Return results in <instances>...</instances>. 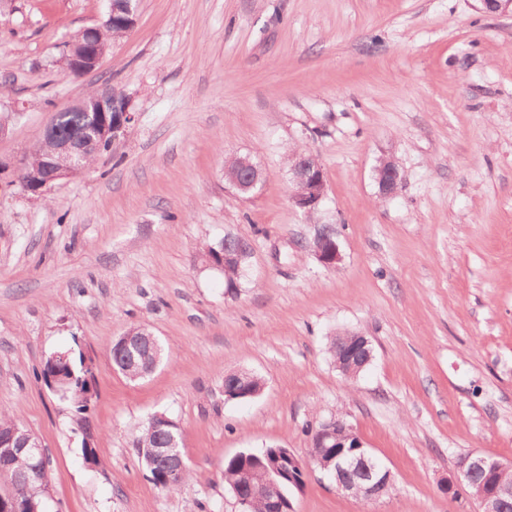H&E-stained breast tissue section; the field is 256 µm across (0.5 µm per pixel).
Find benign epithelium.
Listing matches in <instances>:
<instances>
[{
	"instance_id": "1",
	"label": "benign epithelium",
	"mask_w": 512,
	"mask_h": 512,
	"mask_svg": "<svg viewBox=\"0 0 512 512\" xmlns=\"http://www.w3.org/2000/svg\"><path fill=\"white\" fill-rule=\"evenodd\" d=\"M108 19L118 16L128 27L136 24V0H108ZM100 27L88 28L89 47L76 62L74 71L84 75L99 69L106 52L96 43ZM63 108L55 113L53 121L46 127L43 140L54 144V150L64 158L70 168L84 172L85 160L98 149V142L105 139L107 127L113 126L112 144L120 142L119 133L127 131L135 120L132 97L121 91L105 88L83 105V111L92 113L86 126L77 134L62 138L58 135L60 124L65 119ZM241 173L238 176L227 177L228 183L241 193H248L255 189L263 180L262 171L254 168L253 163L245 158H238ZM25 159L16 162L0 159V183L10 186L19 184L21 172L24 169ZM291 180L294 185L290 195V202L296 208L306 213L314 211L326 195V179L322 165L313 153L301 154L295 157L290 169ZM377 183L380 193L385 196L394 194L401 184V173L392 161L383 163L377 170ZM312 251L320 264L332 267L340 260L339 246L331 238L319 231L316 233ZM372 351L370 341L365 336L355 333L350 335V343L338 349L336 368L343 374L349 375L352 371L350 361L352 355L358 351ZM149 428L162 433L166 440L161 447L155 449V456L166 463V478L169 483L181 482L185 473V463L182 454L177 450V440L174 431L179 425L163 414H155L148 419ZM352 427L339 416H333L321 422L314 433V451L304 462L292 451H287L294 466L306 470L311 465L322 461L324 450L336 449L337 468L349 471L353 476L342 478L337 475L330 476L336 488L357 495L366 501H377L389 495L394 488L391 471L382 465L372 452L363 449V442L359 436H350ZM4 458L19 457L23 454L35 457L42 455V445L39 438L31 430L22 425H14L8 432L0 433V455ZM457 474L448 479L441 486V491L451 497L458 494L459 487L464 486L470 490L468 496L479 507V512H504L505 504L512 501V484L505 485L493 482L488 488H475L473 477L482 473L492 479L500 472H511L512 461H504L482 453H467L458 458L456 462ZM244 480L252 483L249 495L235 494L238 512H249L252 499L266 496L268 489L276 484L277 480L284 478L281 470L273 467L265 471L260 478H254V472L246 470L242 473ZM49 476L45 466L35 467L22 482L18 495L27 499L41 490L48 489ZM477 492H471V489Z\"/></svg>"
}]
</instances>
